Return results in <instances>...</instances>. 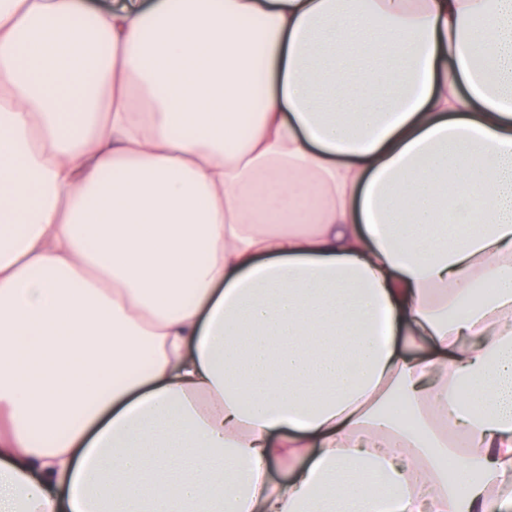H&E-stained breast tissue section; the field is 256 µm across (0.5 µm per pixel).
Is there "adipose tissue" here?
<instances>
[{
    "instance_id": "ef3b65f1",
    "label": "adipose tissue",
    "mask_w": 512,
    "mask_h": 512,
    "mask_svg": "<svg viewBox=\"0 0 512 512\" xmlns=\"http://www.w3.org/2000/svg\"><path fill=\"white\" fill-rule=\"evenodd\" d=\"M508 505L512 0H0V512Z\"/></svg>"
}]
</instances>
